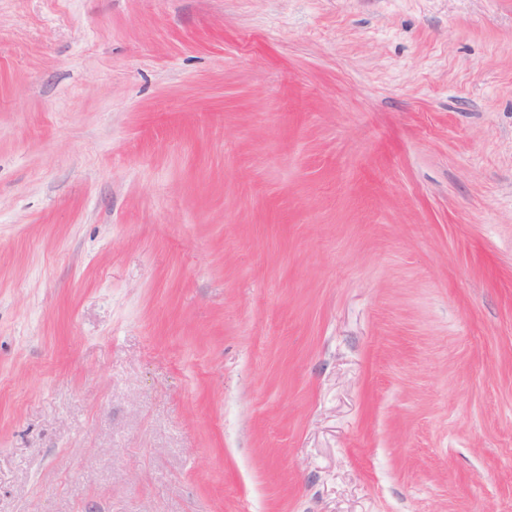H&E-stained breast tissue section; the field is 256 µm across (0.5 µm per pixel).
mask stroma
<instances>
[{
  "label": "stroma",
  "instance_id": "1",
  "mask_svg": "<svg viewBox=\"0 0 512 512\" xmlns=\"http://www.w3.org/2000/svg\"><path fill=\"white\" fill-rule=\"evenodd\" d=\"M0 512H512V0H0Z\"/></svg>",
  "mask_w": 512,
  "mask_h": 512
}]
</instances>
